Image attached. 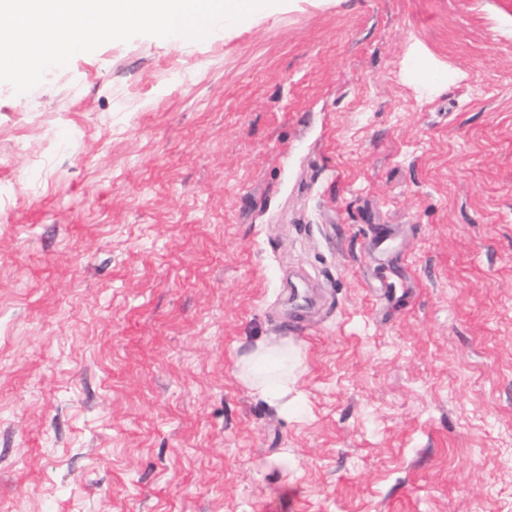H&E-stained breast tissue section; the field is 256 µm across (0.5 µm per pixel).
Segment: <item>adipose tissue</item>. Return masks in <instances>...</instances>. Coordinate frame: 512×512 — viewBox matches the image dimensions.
Listing matches in <instances>:
<instances>
[{
    "label": "adipose tissue",
    "instance_id": "ef3b65f1",
    "mask_svg": "<svg viewBox=\"0 0 512 512\" xmlns=\"http://www.w3.org/2000/svg\"><path fill=\"white\" fill-rule=\"evenodd\" d=\"M299 365L298 351L286 339L276 344H257L238 363L241 380L256 394L270 401L287 395Z\"/></svg>",
    "mask_w": 512,
    "mask_h": 512
}]
</instances>
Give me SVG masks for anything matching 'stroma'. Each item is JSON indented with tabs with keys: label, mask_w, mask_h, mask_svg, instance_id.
<instances>
[{
	"label": "stroma",
	"mask_w": 512,
	"mask_h": 512,
	"mask_svg": "<svg viewBox=\"0 0 512 512\" xmlns=\"http://www.w3.org/2000/svg\"><path fill=\"white\" fill-rule=\"evenodd\" d=\"M0 512H512V0L0 82ZM299 366L297 348L288 338L277 344L258 343L238 363L240 379L269 401H277L288 394Z\"/></svg>",
	"instance_id": "1"
}]
</instances>
